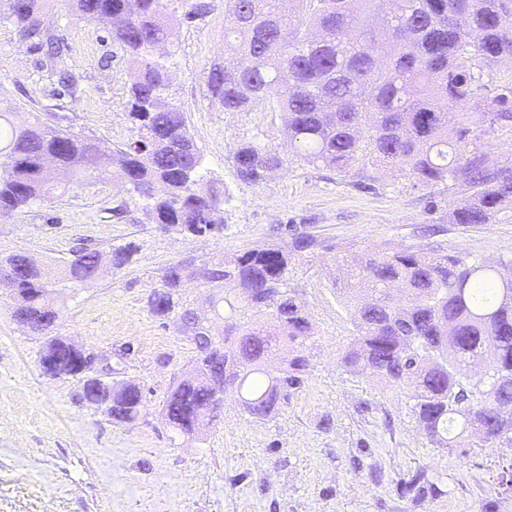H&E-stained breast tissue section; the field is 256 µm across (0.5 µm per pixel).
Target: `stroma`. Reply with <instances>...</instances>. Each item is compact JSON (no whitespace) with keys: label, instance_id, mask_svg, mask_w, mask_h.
Returning a JSON list of instances; mask_svg holds the SVG:
<instances>
[{"label":"stroma","instance_id":"35a3bbf8","mask_svg":"<svg viewBox=\"0 0 512 512\" xmlns=\"http://www.w3.org/2000/svg\"><path fill=\"white\" fill-rule=\"evenodd\" d=\"M203 2V15L187 22L183 0H167L178 30L168 97L203 152V187L224 194L223 224L194 236L154 223L144 200L110 178L0 212L2 258L24 254L56 274L78 248L101 255L95 284H57L56 332L109 357L113 378L137 382L148 405L136 425H118L81 401L77 380L43 376L44 339L13 320L0 289V512H512V489L501 483L512 448L434 447L406 394L340 367L347 315L333 294L337 261L361 250L420 245L471 259L512 256V212L494 224H452L448 212L460 196L447 183L426 188L397 172L343 175L293 160L280 113L267 105L227 112L209 97L205 77L224 56L225 13L224 0ZM7 13L0 0V112L18 125L37 116L110 147L124 143L133 67L107 24L78 20L69 0H52L47 25L67 46L58 66L80 79L71 97ZM249 142L283 157L260 184L242 181L233 164ZM122 202L128 211L119 217ZM299 235L314 241L288 265V285L315 328L303 383L274 417L249 418L230 392L201 440L178 435L162 406L195 354L182 311L224 338V311L200 270L259 246L290 248ZM125 245L134 248L130 261L112 266L113 250ZM178 262L189 272L180 309L156 316L148 296ZM420 470L438 492L402 496L398 482Z\"/></svg>","mask_w":512,"mask_h":512}]
</instances>
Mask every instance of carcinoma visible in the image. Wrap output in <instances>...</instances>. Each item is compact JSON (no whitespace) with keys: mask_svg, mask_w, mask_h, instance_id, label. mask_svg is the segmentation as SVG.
Returning a JSON list of instances; mask_svg holds the SVG:
<instances>
[{"mask_svg":"<svg viewBox=\"0 0 512 512\" xmlns=\"http://www.w3.org/2000/svg\"><path fill=\"white\" fill-rule=\"evenodd\" d=\"M85 21L122 19L109 29L135 75L128 91L131 135L115 149L35 121L16 126L0 114V211L22 212L56 189L51 168L71 182L110 173L139 197L157 224L202 234L224 223L221 195L199 188L202 150L182 110L168 101L177 40L163 0H71ZM47 0H9L7 19L20 39L63 55L47 32ZM224 61L210 66L207 90L226 112L267 104L281 113L293 157L347 174L355 166L397 170L422 187L449 181L462 198L451 224H493L512 209V168L480 146L482 136L512 124V81L485 92L503 60H512V0H225ZM241 180L259 184L283 165L279 153L252 143L233 154ZM96 252L83 249L63 269L67 280L99 278ZM288 250L250 249L209 267L202 279L224 289L231 315L268 316L258 325L227 320L224 343L191 313L184 332L195 346L192 367L167 395L163 412L183 435L213 418L215 376L243 412L263 420L279 409L310 368L313 325L305 302L288 289ZM187 266L163 274L148 295L150 311L167 317L179 305ZM512 259L496 262L436 256L420 247L357 254L338 267L346 285L336 305L348 313L351 342L338 353L345 371L365 372L407 392L430 442L512 447ZM12 317L50 336L58 311L47 291L50 272L22 254L0 260ZM141 387L112 390L103 414L132 425L143 417ZM434 487L423 472L399 483L418 497Z\"/></svg>","mask_w":512,"mask_h":512,"instance_id":"obj_1","label":"carcinoma"}]
</instances>
